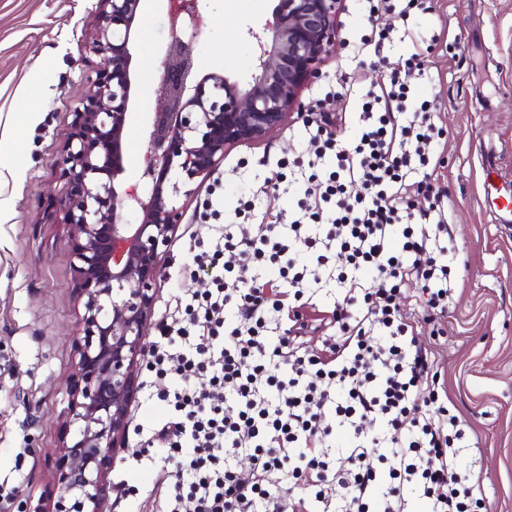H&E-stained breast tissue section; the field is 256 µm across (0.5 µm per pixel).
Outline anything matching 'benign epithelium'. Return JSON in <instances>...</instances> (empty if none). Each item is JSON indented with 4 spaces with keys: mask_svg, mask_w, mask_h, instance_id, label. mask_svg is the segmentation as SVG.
I'll return each instance as SVG.
<instances>
[{
    "mask_svg": "<svg viewBox=\"0 0 512 512\" xmlns=\"http://www.w3.org/2000/svg\"><path fill=\"white\" fill-rule=\"evenodd\" d=\"M202 0H167L171 40L155 93L140 181L127 184L128 106L137 95L130 45L141 0H97L88 90L72 110L59 179L61 223L69 226L75 289L83 302L77 374L68 383L66 424L55 470L58 500L31 512H102L105 464L121 447L138 365L154 309L153 285L183 217L191 183L216 173L231 150L266 141L301 108L299 91L336 50L342 0H274L252 34L260 73L243 88L219 74L190 83L182 34L204 25ZM135 210L140 222L125 214Z\"/></svg>",
    "mask_w": 512,
    "mask_h": 512,
    "instance_id": "benign-epithelium-1",
    "label": "benign epithelium"
}]
</instances>
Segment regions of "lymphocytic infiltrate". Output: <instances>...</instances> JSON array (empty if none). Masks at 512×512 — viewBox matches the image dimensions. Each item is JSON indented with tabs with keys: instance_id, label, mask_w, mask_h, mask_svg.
<instances>
[{
	"instance_id": "lymphocytic-infiltrate-1",
	"label": "lymphocytic infiltrate",
	"mask_w": 512,
	"mask_h": 512,
	"mask_svg": "<svg viewBox=\"0 0 512 512\" xmlns=\"http://www.w3.org/2000/svg\"><path fill=\"white\" fill-rule=\"evenodd\" d=\"M424 2L361 0L360 45L383 50L393 34L381 14L406 18ZM429 51L417 40L377 84L350 73L357 110L305 123L308 156L288 166L294 209L260 223L252 190L232 223L213 204L210 239L188 241L194 272L212 286L177 289L151 345L165 414L147 443L168 459L151 489L158 512H183L187 500L194 512H409L415 498L429 512L484 506L480 479L456 467L458 420L432 351L398 305L415 290L442 312L454 288L448 196L433 180L444 131L418 97ZM416 193L428 201L419 213ZM238 220L256 221L255 234L238 236ZM331 285L333 315L313 352L303 310Z\"/></svg>"
}]
</instances>
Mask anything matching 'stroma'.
<instances>
[{"label": "stroma", "instance_id": "stroma-1", "mask_svg": "<svg viewBox=\"0 0 512 512\" xmlns=\"http://www.w3.org/2000/svg\"><path fill=\"white\" fill-rule=\"evenodd\" d=\"M97 0H0V134L18 133L15 174L0 178V512L56 498L55 461L66 436L67 382L75 372L74 340L82 310L75 294L69 227L60 221L61 150L71 109L87 90L81 58L93 29ZM272 0H206L205 25L190 39L197 76L210 73L247 84L260 29ZM398 37L382 56L352 59L344 45L322 74L300 93L313 108L328 83L359 71L382 81L403 66L411 41L398 13L381 17ZM418 33L436 38L418 88L444 128L438 148L440 180L448 192L450 233L457 247L456 288L443 315L426 316L416 294L400 299L403 313L422 317L420 342L436 354L453 412L465 432L461 470L483 481L490 512H512V222L483 203L482 160L495 153L501 182L512 185V0H433L415 20ZM171 39L164 0H142L140 33L131 48L140 98L126 138L128 182L142 173L146 127L160 109L154 89ZM301 115L268 141L232 150L219 169L221 187L195 180L185 199L177 238L162 258L155 285L154 320L166 315L179 288L205 290L209 277H178L184 241L208 239L203 214L209 193L232 210L241 194L263 184L268 162L304 157ZM147 370H140L124 446L106 474L104 512H150L155 477L133 458L144 446L139 427L164 411Z\"/></svg>", "mask_w": 512, "mask_h": 512}]
</instances>
